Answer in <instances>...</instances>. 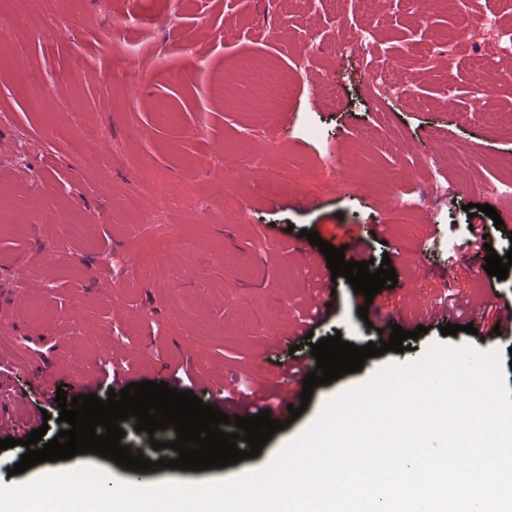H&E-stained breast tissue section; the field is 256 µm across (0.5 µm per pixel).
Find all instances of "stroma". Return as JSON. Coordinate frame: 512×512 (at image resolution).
Returning a JSON list of instances; mask_svg holds the SVG:
<instances>
[{"instance_id":"1","label":"stroma","mask_w":512,"mask_h":512,"mask_svg":"<svg viewBox=\"0 0 512 512\" xmlns=\"http://www.w3.org/2000/svg\"><path fill=\"white\" fill-rule=\"evenodd\" d=\"M266 0H46L45 19L0 33V68L40 75L21 86L0 80V202L13 213L14 226L0 225V354L15 368L6 389L22 391L28 404L49 415L46 439L61 425L55 402L94 394L113 362L130 345L143 348L127 373L129 382H172L176 369L191 373L195 396L203 403L221 396L232 377L261 375L268 392L284 386L282 364L288 346L278 336L308 321L313 290L329 276L326 259L310 265L295 247L300 230L318 232L334 247L355 257L391 258L398 282L381 289L373 301L339 278L327 319L313 329V340L340 335L365 346L386 327L391 305H399L403 329L428 327L401 353L367 359L362 370L316 387L304 412L278 431L258 457L201 471L160 469L146 474L150 483L204 482L240 476L265 466L286 445L308 430L332 399L369 380L381 369L422 358L439 342L471 343L472 335H442L437 321L421 320L415 304L423 298L454 296L462 309L480 302L489 287L512 301V275L495 282L485 270L470 272L466 204H489L504 222L495 237L498 255L512 250V197L502 196L501 181L512 174V137L483 122L471 79L485 66L476 44L457 53L461 82L449 84L439 70L427 68L431 42L458 39L459 17L452 12L420 16L408 0H392L374 28L368 50L376 70L389 57L406 53L402 72L411 78V96L395 100L386 93L362 91L353 58L338 51L328 76L337 82L335 97L320 91L325 75L312 69L294 76L289 47L310 35L351 40L365 19L353 0H329L326 10L289 0L284 12L268 13ZM343 31H336V21ZM136 51L143 76L140 93L127 90L115 57ZM294 77V92L282 106L286 123L266 129L269 145L260 177L241 163L243 127H256L259 115L237 106L235 85L246 82L245 64ZM98 129L107 147L98 161L71 148L81 126ZM367 128L374 139L365 150L355 136ZM416 150L421 177L411 191L427 188L432 164H440L450 187L432 210L399 223L381 190L383 173L402 160L393 146ZM471 157L468 166L449 158L447 144ZM366 172L369 184L358 194L336 192L337 165ZM178 188L186 206L157 212L156 221L134 230L141 209L154 200L142 185ZM237 188L243 201L236 212L224 209V193ZM95 224L92 242L72 236L55 222ZM381 225V234L371 232ZM446 225L447 256H428L419 267L422 240ZM183 283L159 274L124 287L128 267L161 248ZM42 251L58 253L41 271L42 287L19 282L14 271ZM131 301L125 315L103 324L110 300ZM367 307L360 318L358 307ZM280 310V321L269 314ZM206 362L196 366L198 349Z\"/></svg>"}]
</instances>
